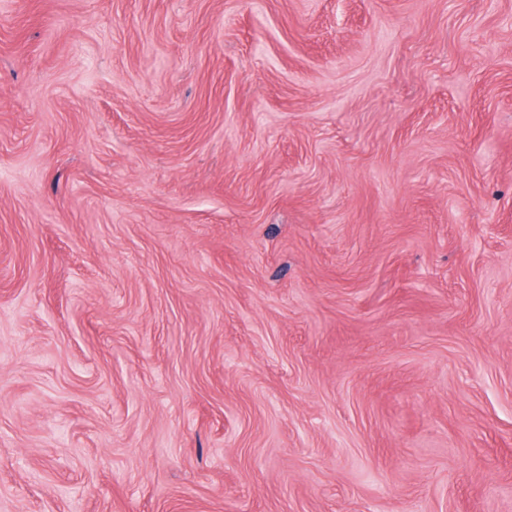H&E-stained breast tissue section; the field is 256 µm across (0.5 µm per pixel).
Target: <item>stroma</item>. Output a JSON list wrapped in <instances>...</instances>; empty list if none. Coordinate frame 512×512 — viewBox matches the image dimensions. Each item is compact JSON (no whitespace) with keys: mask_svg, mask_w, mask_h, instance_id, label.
<instances>
[{"mask_svg":"<svg viewBox=\"0 0 512 512\" xmlns=\"http://www.w3.org/2000/svg\"><path fill=\"white\" fill-rule=\"evenodd\" d=\"M0 512H512V0H0Z\"/></svg>","mask_w":512,"mask_h":512,"instance_id":"obj_1","label":"stroma"}]
</instances>
